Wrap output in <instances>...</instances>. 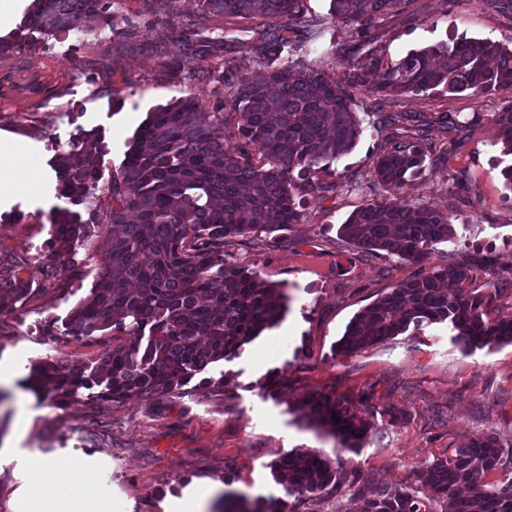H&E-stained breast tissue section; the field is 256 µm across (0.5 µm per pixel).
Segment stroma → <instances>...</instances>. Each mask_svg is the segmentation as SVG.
I'll return each mask as SVG.
<instances>
[{"label": "stroma", "instance_id": "35a3bbf8", "mask_svg": "<svg viewBox=\"0 0 512 512\" xmlns=\"http://www.w3.org/2000/svg\"><path fill=\"white\" fill-rule=\"evenodd\" d=\"M112 10L116 28L36 32L34 47L0 56V134L29 142L40 175L37 190L19 188L12 205L0 211L2 264L33 262L49 238L50 216L69 206L56 190L55 143H67L81 128L102 129L107 148L100 173L110 179L153 107L189 95L209 104L225 63L243 73L257 65L255 31L262 18L209 17L197 0H112ZM305 15L315 37L299 52L336 79L342 68L332 50L341 45L361 55L376 48L394 60L457 32L512 48V18L483 0H407L400 13L382 16L370 43L336 21L330 0H306ZM196 26L220 28L228 58H207L193 75L169 68L173 31ZM509 102L512 90L505 89L482 96L409 94L387 104L390 112L424 115L438 151L399 202L446 212L457 224V238L417 264L360 256L337 236L354 210L386 198L371 171L388 133L376 121L375 98L355 91L362 133L349 153L317 172L325 190L304 196L300 222L278 234L224 242L229 260L286 286L283 320L238 357L210 366L175 393L115 401L83 390L59 401L28 388L36 362L93 361L111 350L108 336L76 343L43 333L45 324L64 320L88 295L95 265L85 266L79 278L68 261H57L54 276L66 290L23 304L5 301L0 363L15 377L0 385V448L6 451L0 457V512L34 508L27 493L33 459L90 477L84 512H182L199 497L284 495L269 465L298 448L324 452L343 477L358 473L369 484L414 492L421 488V469L471 440L494 432L511 441L512 344L470 351L440 323L350 356L333 352L357 312L420 270L447 262L468 266L467 288L482 292L512 272V191L496 166L502 153L495 124ZM445 113L458 117L459 130L438 125ZM319 394L362 403L376 432L361 453L341 449L290 411L291 403Z\"/></svg>", "mask_w": 512, "mask_h": 512}]
</instances>
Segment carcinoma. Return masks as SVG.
Listing matches in <instances>:
<instances>
[{"label": "carcinoma", "instance_id": "obj_1", "mask_svg": "<svg viewBox=\"0 0 512 512\" xmlns=\"http://www.w3.org/2000/svg\"><path fill=\"white\" fill-rule=\"evenodd\" d=\"M35 2L38 8L24 23L29 31L116 26L112 0ZM402 3L331 0L336 20L362 39ZM199 6L206 15L274 20L257 36L258 67L216 76L234 86V96H215L207 124L196 118L201 103L194 96L151 109L128 144L120 176L103 185L97 165L106 150L102 131L80 130L62 149L57 192L82 211L64 209L51 216L49 239L34 263L0 269V295L24 300L32 295L36 277L45 279L40 292L51 286L54 263L74 261L79 243L96 233L109 238L89 295L62 321L60 335L82 341L122 331L135 340L94 362H71L65 370L51 360L32 365L29 388L51 399L95 387L114 400L170 394L208 366L238 356L282 320L289 301L285 288L228 262L224 240L285 231L301 220L305 193L327 190L311 181L313 171L350 152L361 135L351 89L367 87L387 98L428 91L478 96L512 88V49L491 39L453 34L395 60L375 53L358 57L340 48L343 79L338 82L302 59L272 66L285 49L311 38L304 0H199ZM211 33L210 28L177 33L173 69L195 73L200 61L225 51L224 37ZM230 116L234 127L227 136ZM377 117L387 128H403L400 137L389 138L373 166L378 183L395 196L420 175L434 145L424 123L406 112ZM496 126L503 155L512 157V105L497 113ZM254 154L258 165L252 163ZM131 214L139 223L128 222ZM339 232L365 254L414 263L456 236L448 214L390 200L354 211ZM470 273L466 266L443 264L399 283L350 320L334 352L356 353L424 322L448 324L470 351L511 344L512 313H497L493 304L512 283V274L489 292L476 293L463 288ZM446 280L458 291H445ZM295 411L307 426L356 453L374 430L351 401L334 395L302 401ZM270 469L288 474L285 491L295 502L238 496L224 500V512H294V503L340 485L335 462L312 448L281 455ZM497 470L512 474V443L492 432L427 467L422 499L397 487L368 496L358 487L359 476L349 487L362 501L360 512H422L426 499L440 504L441 512H512V478L488 480Z\"/></svg>", "mask_w": 512, "mask_h": 512}]
</instances>
